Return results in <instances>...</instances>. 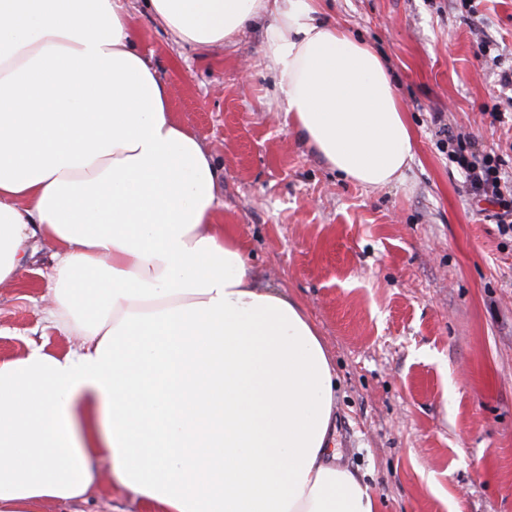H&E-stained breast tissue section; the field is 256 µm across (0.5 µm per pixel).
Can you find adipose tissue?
<instances>
[{
    "mask_svg": "<svg viewBox=\"0 0 512 512\" xmlns=\"http://www.w3.org/2000/svg\"><path fill=\"white\" fill-rule=\"evenodd\" d=\"M175 42L265 20L283 121L342 178L398 180L413 137L385 59L322 0H144ZM218 173L170 110L124 0H0V284L55 244L48 321L0 359V512L80 500L93 458L146 512H380L337 466L336 374L302 305L217 223Z\"/></svg>",
    "mask_w": 512,
    "mask_h": 512,
    "instance_id": "1",
    "label": "adipose tissue"
}]
</instances>
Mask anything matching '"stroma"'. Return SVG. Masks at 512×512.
I'll return each mask as SVG.
<instances>
[{"label":"stroma","mask_w":512,"mask_h":512,"mask_svg":"<svg viewBox=\"0 0 512 512\" xmlns=\"http://www.w3.org/2000/svg\"><path fill=\"white\" fill-rule=\"evenodd\" d=\"M133 36L170 88L175 117L218 171V223L253 275L285 288L336 369L337 462L382 512H512V239L471 205L434 113L512 165V0H324V13L386 59L414 134L403 181L366 188L330 171L284 125L263 56V21L210 51L180 48L141 4ZM488 39V51L479 42ZM37 243L0 285V358L72 340L43 320ZM99 490L45 512H142L100 457Z\"/></svg>","instance_id":"35a3bbf8"}]
</instances>
